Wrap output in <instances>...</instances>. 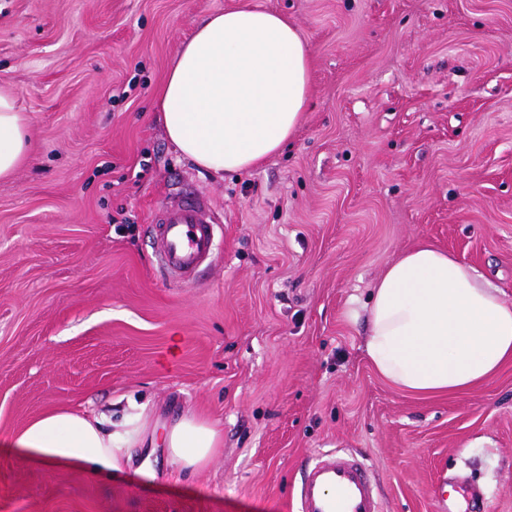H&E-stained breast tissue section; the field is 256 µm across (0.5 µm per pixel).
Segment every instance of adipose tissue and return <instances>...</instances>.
<instances>
[{
	"instance_id": "obj_1",
	"label": "adipose tissue",
	"mask_w": 512,
	"mask_h": 512,
	"mask_svg": "<svg viewBox=\"0 0 512 512\" xmlns=\"http://www.w3.org/2000/svg\"><path fill=\"white\" fill-rule=\"evenodd\" d=\"M311 54L281 14L246 0L206 17L182 46L159 103L169 140L198 167L244 171L279 152L310 99ZM29 117L16 87L0 81V182L25 164ZM367 310L366 353L375 371L416 396L470 389L512 361V305L478 269L424 243L402 253L375 281ZM151 434L145 405L119 420L106 413L47 414L6 439L25 461L109 475L130 462L129 448ZM184 470L222 446L211 423L187 415L160 438Z\"/></svg>"
}]
</instances>
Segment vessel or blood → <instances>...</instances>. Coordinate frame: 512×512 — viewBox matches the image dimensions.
Instances as JSON below:
<instances>
[{"mask_svg": "<svg viewBox=\"0 0 512 512\" xmlns=\"http://www.w3.org/2000/svg\"><path fill=\"white\" fill-rule=\"evenodd\" d=\"M151 236L162 275L175 285L196 280L217 249L206 196L179 188L157 209ZM299 512H380L372 473L354 455L319 454L298 491Z\"/></svg>", "mask_w": 512, "mask_h": 512, "instance_id": "1", "label": "vessel or blood"}]
</instances>
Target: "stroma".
<instances>
[{
    "mask_svg": "<svg viewBox=\"0 0 512 512\" xmlns=\"http://www.w3.org/2000/svg\"><path fill=\"white\" fill-rule=\"evenodd\" d=\"M242 1L0 0V80L31 119L0 183V437L129 396L152 425L191 414L224 437L192 474L162 448L109 477L1 451L0 512H297L334 450L365 459L383 512H437L443 473L512 512V361L407 394L369 364L362 311L424 241L512 303V0H250L298 28L311 99L281 152L216 175L156 102L198 23ZM186 183L218 249L174 286L148 225Z\"/></svg>",
    "mask_w": 512,
    "mask_h": 512,
    "instance_id": "stroma-1",
    "label": "stroma"
}]
</instances>
